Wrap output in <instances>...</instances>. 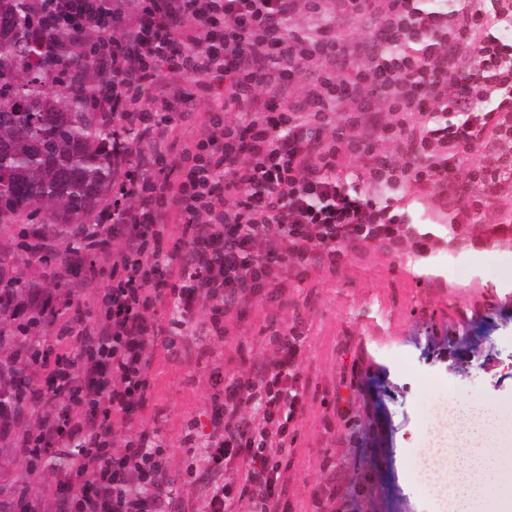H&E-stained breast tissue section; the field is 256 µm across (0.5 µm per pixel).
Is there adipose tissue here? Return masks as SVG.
<instances>
[{
	"mask_svg": "<svg viewBox=\"0 0 512 512\" xmlns=\"http://www.w3.org/2000/svg\"><path fill=\"white\" fill-rule=\"evenodd\" d=\"M418 468L437 512H512V414L480 401L449 402L433 422Z\"/></svg>",
	"mask_w": 512,
	"mask_h": 512,
	"instance_id": "adipose-tissue-1",
	"label": "adipose tissue"
}]
</instances>
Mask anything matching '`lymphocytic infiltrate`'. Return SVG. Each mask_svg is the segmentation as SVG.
Returning <instances> with one entry per match:
<instances>
[{"label":"lymphocytic infiltrate","instance_id":"obj_1","mask_svg":"<svg viewBox=\"0 0 512 512\" xmlns=\"http://www.w3.org/2000/svg\"><path fill=\"white\" fill-rule=\"evenodd\" d=\"M297 0H49L46 27L99 32L85 46L109 77L96 101L114 116L112 203L98 210L89 249L107 254L97 315L63 326L76 354L37 350L43 406L21 439L39 462L50 449L80 453L59 482L60 512H167L169 450L146 423L157 348L174 350L199 313L219 336L232 304L278 287L285 267L335 268L345 250L413 241V230L376 197L386 189L440 185L439 207L467 223L446 192L455 159L499 141V165L478 169L485 190L512 181V0H469L459 10L418 0H345L365 19L366 68L353 65L344 36L299 37L288 20ZM120 28V38L104 32ZM212 94L198 132L182 139L187 96L177 77ZM302 95H294L297 82ZM167 93L145 101L159 84ZM350 115L331 121L340 105ZM392 112L384 121L382 111ZM236 113L225 123V113ZM458 113L445 124L437 113ZM422 124H412L413 116ZM395 141L390 154L373 145ZM364 151L365 174L344 163ZM170 304L178 316L159 318ZM276 355L224 384L213 429L189 432L215 473L241 481L215 486L207 512H288L283 460L288 427L303 409L300 347L275 332Z\"/></svg>","mask_w":512,"mask_h":512}]
</instances>
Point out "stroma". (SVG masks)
I'll return each mask as SVG.
<instances>
[{
    "label": "stroma",
    "instance_id": "1",
    "mask_svg": "<svg viewBox=\"0 0 512 512\" xmlns=\"http://www.w3.org/2000/svg\"><path fill=\"white\" fill-rule=\"evenodd\" d=\"M346 36L356 67L367 65L356 42L359 18L341 0H322L321 14L307 0L288 21L306 36L320 24ZM486 144L454 164L449 193L475 200L469 177L494 160ZM432 188L410 189L401 202L426 247L350 249L336 270L311 267L282 273V290L230 310L229 336L206 335L193 325L174 352L158 349L146 423L170 450V512H206L211 486L238 478L198 470L184 475L190 452L182 443L189 421L208 428L213 394L225 381L253 371L274 355L271 336L290 329L301 338L300 390L304 411L289 427L288 512H334L324 490L354 491L356 512H429L417 470L416 448L428 429L432 404L447 398L491 402L512 395V288L502 284L512 263V235L485 227L512 215V187L472 211L463 230L436 212ZM104 279H81L58 294L56 323L41 327L44 346L70 351L60 335L74 313L94 316L93 298ZM39 408L5 428L0 443V512H55L58 476L45 463H29L20 448Z\"/></svg>",
    "mask_w": 512,
    "mask_h": 512
}]
</instances>
